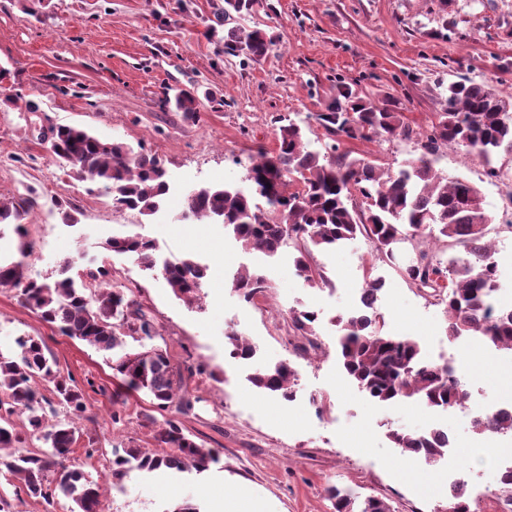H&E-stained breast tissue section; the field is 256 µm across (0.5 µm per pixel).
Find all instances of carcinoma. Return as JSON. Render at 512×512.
Listing matches in <instances>:
<instances>
[{"instance_id": "carcinoma-1", "label": "carcinoma", "mask_w": 512, "mask_h": 512, "mask_svg": "<svg viewBox=\"0 0 512 512\" xmlns=\"http://www.w3.org/2000/svg\"><path fill=\"white\" fill-rule=\"evenodd\" d=\"M262 7L274 9L268 0H224V53L255 60L268 53L272 40L265 32L235 24ZM165 103L190 119L198 117V101L189 91H180ZM316 120L328 133L349 138L391 141L410 139L414 133L404 113L348 89L338 90L334 104ZM53 140L56 157L74 179L103 184L121 208L142 215L159 208L168 181L157 156L143 150L136 153L124 142L104 141L71 125L53 128ZM420 144L418 157L381 169L366 158L338 151L334 144L324 154L308 149L302 126L290 119L279 127L276 149L261 151L251 160L244 184L195 190L189 204L192 220L222 224L242 247L267 256L276 255L287 242L293 244L298 252L296 275L311 285L324 280L311 261L313 249L361 235L377 253L391 257L393 246L408 236L417 243L418 252L403 275L416 288L431 290V296L445 305L448 341L473 336L512 354V308L496 305L502 282L497 251L486 238L492 216L477 185L448 176L434 160L441 147L455 146L482 157L489 176H503L493 162L503 151L512 153V96L472 79L449 84L442 112ZM35 194L30 188L25 197L0 200V226H14L21 239V260L0 262V285L18 289L21 305L61 335L106 354L113 376L127 392L147 393L160 410L185 412L190 401L182 369L161 347L145 344L158 336L154 319L133 294L108 286V269L87 268L76 279L69 275L68 260L48 282L25 279L23 259L32 255L34 245L26 239L22 221L37 204ZM256 195L265 205L255 202ZM442 237L462 245L466 256L443 264L428 247ZM104 248L134 257L142 270L160 275L176 297L190 303L200 300L208 267L195 258L160 264L153 240L140 234L114 235ZM231 283L247 303L269 288L267 277L257 271L239 270ZM316 323L317 314L310 310L292 317L293 328L311 345ZM131 340L139 343V349H127ZM15 344L13 351H0V410H5L0 415V448H12L31 436L50 451L27 450L1 459L0 466L21 477L22 490L30 498L51 504L60 493L74 504L71 512H98L104 483L65 464L82 438L76 421L88 411L83 392L47 355L40 338L19 336ZM225 344L235 361L255 355L254 346L234 330L225 333ZM336 349L346 375L375 402L399 404L414 398L437 411L467 400L454 364L428 362L419 340L390 336L368 315L341 322ZM39 379L53 384L56 401L40 394ZM248 381L287 401L298 392L296 371L287 363L256 369ZM59 406L64 418L57 420ZM12 415L24 418L22 428L10 420ZM472 426L481 435L512 437V417L487 414ZM154 439L159 446L154 452L131 444L112 449L108 479L113 486L123 488V479L133 468L183 470L190 464L201 469L217 461L216 451L187 437L174 417L158 425ZM390 439L401 454L422 456L430 464L448 452V432L443 429L396 430ZM329 493L335 512H392L387 502L374 497L366 498L355 511L348 493L336 487Z\"/></svg>"}]
</instances>
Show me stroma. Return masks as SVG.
<instances>
[{
  "label": "stroma",
  "mask_w": 512,
  "mask_h": 512,
  "mask_svg": "<svg viewBox=\"0 0 512 512\" xmlns=\"http://www.w3.org/2000/svg\"><path fill=\"white\" fill-rule=\"evenodd\" d=\"M272 10L242 17L274 39L265 57L250 60L224 52V0H0V198L36 189L37 204L24 220L35 249L26 275L36 280L69 259L75 268L106 265L112 282L133 290L160 333L159 346L172 363L191 369L186 380L191 407L180 414L184 434L215 449L206 470H131L122 490L106 489L103 512H174L182 503L211 512L216 497L246 487L264 512H334L329 486L357 499L384 498L394 512H437L444 497L431 486L447 474L400 455L388 438L394 428L414 433L436 425L454 438L452 456L470 473L471 512H500L508 495L498 482L512 463V439L476 434L475 418L496 403L512 402L505 383L512 355L475 339H448L443 306L405 281L414 257L412 240L392 256L376 254L362 237L313 262L323 282L308 285L295 274V251L276 256L244 250L223 225L179 221L186 196L203 185L241 182L250 156L274 150L281 119L300 121L312 148L365 157L381 166L417 157V140L350 139L328 134L315 119L336 96L337 83L376 103L395 104L414 130L428 129L442 110L444 87L466 76L512 94V0H271ZM181 90L200 103L190 120L166 100ZM59 125L91 130L99 138L143 145L164 163L170 183L167 220L122 210L97 182L66 175L40 135ZM436 165L449 176L478 185L494 221L495 244L512 305V155L488 176L476 154L440 149ZM60 197L75 225L53 209ZM152 239L159 259L192 256L206 264L202 305L176 298L166 282L143 271L133 258L104 249L112 234ZM265 270L270 287L254 303L240 299L230 275ZM382 282L377 308L392 336H412L425 356L454 360L469 398L453 413H433L420 403L382 405L368 399L343 372L336 356L339 319L349 317L368 280ZM317 311L316 332L324 349L317 359L297 356L301 343L292 326L297 310ZM234 330L257 349L253 364H293L298 396L285 402L247 380L249 367L229 359L224 333ZM40 337L59 369L76 380L88 405L78 427L96 441L86 457L76 448L71 465L93 478L108 475L111 451L134 443L156 450L153 420L164 413L142 393L117 389L105 356L61 335L0 286V347L20 335ZM252 364V365H253ZM324 400L322 409L310 397ZM120 422H113V414ZM19 480L0 473V499L9 512H70L27 497Z\"/></svg>",
  "instance_id": "stroma-1"
}]
</instances>
